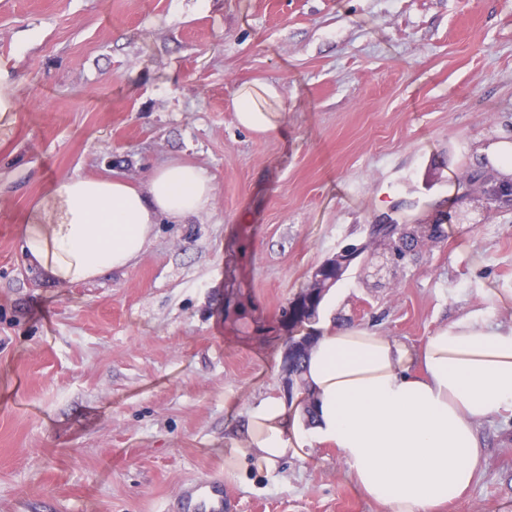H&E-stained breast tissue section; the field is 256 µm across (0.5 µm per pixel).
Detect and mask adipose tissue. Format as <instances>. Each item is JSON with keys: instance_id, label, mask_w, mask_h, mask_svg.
I'll return each instance as SVG.
<instances>
[{"instance_id": "ef3b65f1", "label": "adipose tissue", "mask_w": 512, "mask_h": 512, "mask_svg": "<svg viewBox=\"0 0 512 512\" xmlns=\"http://www.w3.org/2000/svg\"><path fill=\"white\" fill-rule=\"evenodd\" d=\"M277 88L242 87L240 126L279 129ZM212 186L171 161L140 186L116 177H63L31 211L21 238L27 262L67 287L132 267L153 227L208 215ZM310 412L291 424L287 404L255 406L236 453L271 466L313 444L336 449L362 496L386 512H436L463 495L485 459L481 423L512 413V326L467 315L420 348L361 326L320 323L304 364Z\"/></svg>"}]
</instances>
